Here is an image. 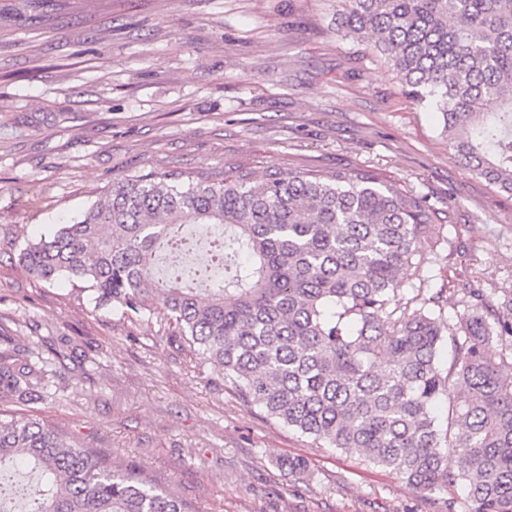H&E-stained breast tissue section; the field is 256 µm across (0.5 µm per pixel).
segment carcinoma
Here are the masks:
<instances>
[{
	"instance_id": "1",
	"label": "carcinoma",
	"mask_w": 512,
	"mask_h": 512,
	"mask_svg": "<svg viewBox=\"0 0 512 512\" xmlns=\"http://www.w3.org/2000/svg\"><path fill=\"white\" fill-rule=\"evenodd\" d=\"M337 31L380 56L401 94L441 114L454 157L512 198V0H344ZM216 224L211 261L188 264L179 230ZM444 218L369 168L214 176L127 174L71 224L19 245L49 284L82 283L96 309L158 315L268 420L390 468L413 487L463 484L468 512H512V293L492 301L413 281ZM410 284L405 296L399 277ZM52 359L0 353V401L51 395ZM467 470L448 469V451ZM0 512H192L135 464L115 466L32 415L0 418Z\"/></svg>"
}]
</instances>
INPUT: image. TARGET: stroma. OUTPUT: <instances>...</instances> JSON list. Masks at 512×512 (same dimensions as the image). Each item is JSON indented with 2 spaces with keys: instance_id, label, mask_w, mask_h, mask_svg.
I'll use <instances>...</instances> for the list:
<instances>
[{
  "instance_id": "stroma-1",
  "label": "stroma",
  "mask_w": 512,
  "mask_h": 512,
  "mask_svg": "<svg viewBox=\"0 0 512 512\" xmlns=\"http://www.w3.org/2000/svg\"><path fill=\"white\" fill-rule=\"evenodd\" d=\"M342 0H0V352L61 347L45 400L0 403L137 463L196 512H467L243 406L159 318L29 278L17 238L127 173L370 167L447 216L432 288L512 292V199L453 157L439 113L341 37ZM308 461L285 476L282 459Z\"/></svg>"
}]
</instances>
